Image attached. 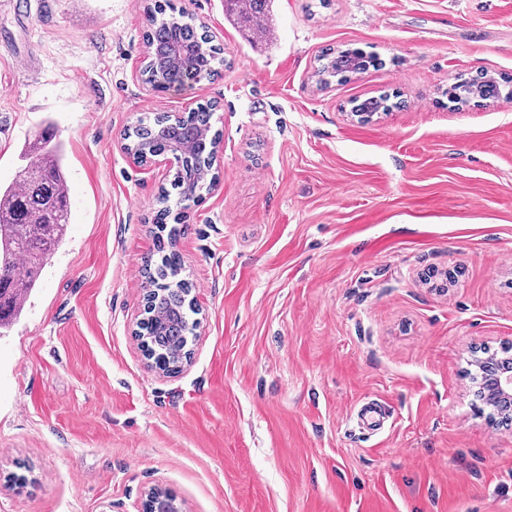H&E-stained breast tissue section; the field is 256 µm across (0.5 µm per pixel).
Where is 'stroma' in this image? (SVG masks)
Masks as SVG:
<instances>
[{"instance_id": "stroma-1", "label": "stroma", "mask_w": 512, "mask_h": 512, "mask_svg": "<svg viewBox=\"0 0 512 512\" xmlns=\"http://www.w3.org/2000/svg\"><path fill=\"white\" fill-rule=\"evenodd\" d=\"M174 2L226 65L153 91L142 0H0V184L52 126L71 212L0 336V512H140L157 487L187 512H512V423L468 375L512 347V99H448L512 79V0H275L261 41L224 0ZM329 47L382 65L320 87ZM207 102L218 180L174 241L199 325L162 374L134 331L169 168L122 134Z\"/></svg>"}]
</instances>
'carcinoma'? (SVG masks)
Listing matches in <instances>:
<instances>
[{
    "mask_svg": "<svg viewBox=\"0 0 512 512\" xmlns=\"http://www.w3.org/2000/svg\"><path fill=\"white\" fill-rule=\"evenodd\" d=\"M274 0H224V15L257 32L267 31ZM148 25L143 33L146 55L141 67L144 82L166 91L185 85L192 75L214 77L226 59L208 28L171 0H154L146 7ZM369 55L358 50L327 49L318 58L317 82L328 86L336 79L365 70ZM481 88L477 80L451 87L450 98L460 101ZM212 108L200 105L184 113H157L141 118L124 131L127 149L150 156L182 149L169 186L156 198L155 238L160 260L146 269L152 288L148 311L140 327L149 356L166 367H177L191 353L197 309L188 299L189 282L173 250L176 227L168 220L182 219L173 208L199 202L216 180L212 173L219 134L212 131ZM28 163L19 179L0 187V335L8 331L37 288L49 256L57 250L69 224V189L63 144L51 135L31 141L22 151Z\"/></svg>",
    "mask_w": 512,
    "mask_h": 512,
    "instance_id": "1",
    "label": "carcinoma"
}]
</instances>
